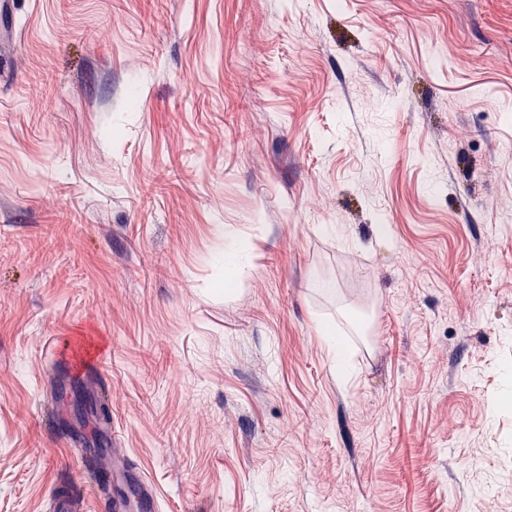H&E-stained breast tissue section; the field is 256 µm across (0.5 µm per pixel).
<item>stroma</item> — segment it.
<instances>
[{"label": "stroma", "mask_w": 512, "mask_h": 512, "mask_svg": "<svg viewBox=\"0 0 512 512\" xmlns=\"http://www.w3.org/2000/svg\"><path fill=\"white\" fill-rule=\"evenodd\" d=\"M0 38V512H101L99 346L161 512H512V0H14Z\"/></svg>", "instance_id": "stroma-1"}]
</instances>
